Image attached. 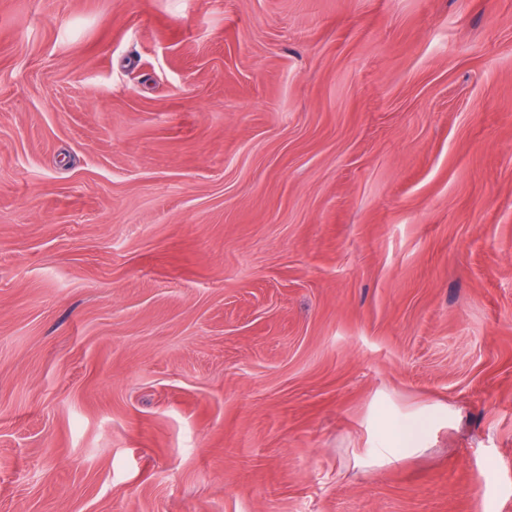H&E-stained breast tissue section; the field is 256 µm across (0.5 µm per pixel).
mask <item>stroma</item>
Returning <instances> with one entry per match:
<instances>
[{
	"label": "stroma",
	"instance_id": "1",
	"mask_svg": "<svg viewBox=\"0 0 512 512\" xmlns=\"http://www.w3.org/2000/svg\"><path fill=\"white\" fill-rule=\"evenodd\" d=\"M0 512H512V0H0ZM421 432L419 421H410L400 429L398 437L402 448H377L373 464L384 465L393 464L409 454L416 453L422 448H415Z\"/></svg>",
	"mask_w": 512,
	"mask_h": 512
}]
</instances>
